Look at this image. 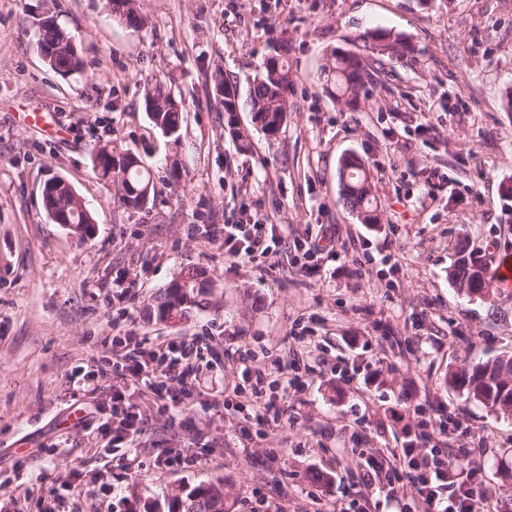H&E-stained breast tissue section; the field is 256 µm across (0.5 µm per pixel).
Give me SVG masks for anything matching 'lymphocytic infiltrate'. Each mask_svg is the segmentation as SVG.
Here are the masks:
<instances>
[{
	"label": "lymphocytic infiltrate",
	"mask_w": 512,
	"mask_h": 512,
	"mask_svg": "<svg viewBox=\"0 0 512 512\" xmlns=\"http://www.w3.org/2000/svg\"><path fill=\"white\" fill-rule=\"evenodd\" d=\"M274 224H228L224 227V253L236 259L269 257L277 238ZM114 361L101 363L97 376H113L111 405L97 404L103 419L98 428L110 432V445H134L144 430L136 405L125 392L143 389L172 405L185 402L197 379L201 348L194 339L171 341L154 347L146 338L126 334L115 337ZM242 385L233 387V397L247 396L257 425L278 418L279 408L264 391L265 374L259 367L240 358ZM420 421L407 445L387 452L363 456V469L356 489H343L333 512H367L365 505L373 494L395 502L397 512H500L498 498L484 489L479 475L481 464L467 449L451 444L450 433L461 431L457 414L443 405H417ZM410 482L415 494L402 502L398 489Z\"/></svg>",
	"instance_id": "lymphocytic-infiltrate-1"
}]
</instances>
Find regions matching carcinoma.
<instances>
[{
  "mask_svg": "<svg viewBox=\"0 0 512 512\" xmlns=\"http://www.w3.org/2000/svg\"><path fill=\"white\" fill-rule=\"evenodd\" d=\"M41 39L56 46L57 52L49 66L63 74L80 71L81 60L73 57L67 50L66 42L71 39L68 32L55 23L43 28ZM365 49L372 55L388 56L404 65H413L417 61L415 47L405 38L387 31L376 30L361 35ZM364 59L357 53L351 57H336L333 64L323 71V80L333 89V96L347 103L357 100L364 85ZM291 79L288 61L282 53L276 51L265 57L249 88L250 112L252 122L260 123L261 128L269 129L274 136L283 126L285 113L288 112V91ZM145 108L150 113L154 126L173 143L180 140L183 100L176 97L166 83L157 81L145 94ZM94 172L103 179L111 180L118 188L119 202L128 209H140L147 199L142 196L145 187L153 186L151 173L142 164L128 166L123 161L111 164V158L97 155ZM344 204L350 209L376 211L371 197L349 194L343 196ZM55 212L68 216L71 224L83 231L94 224L91 212L81 210L66 191H60L53 197ZM458 279L470 283L466 292L471 298L481 299V291L487 278L488 265L482 258L472 257L467 244H462L451 264ZM180 301L171 289L164 288L153 299L152 310L148 316L164 320L165 312ZM451 384L460 392L481 403L489 411L503 417L512 418V354L500 355L482 363H472L460 367L450 377ZM224 499V490L220 485L198 486L184 496H172V504L180 507V512H216L212 504Z\"/></svg>",
  "mask_w": 512,
  "mask_h": 512,
  "instance_id": "cac0c4a2",
  "label": "carcinoma"
}]
</instances>
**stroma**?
<instances>
[{
	"instance_id": "1",
	"label": "stroma",
	"mask_w": 512,
	"mask_h": 512,
	"mask_svg": "<svg viewBox=\"0 0 512 512\" xmlns=\"http://www.w3.org/2000/svg\"><path fill=\"white\" fill-rule=\"evenodd\" d=\"M134 29L106 0H0V512H41L63 482L87 487L72 512H171V494L223 483L233 512H330L354 483L357 449L402 447L414 405L432 401L472 430L455 445L480 459L484 487L512 512V420L454 389L452 371L512 353V299L472 300L449 277L460 240L487 263L512 254V0H136ZM52 19L71 36L81 73L51 69L38 50ZM419 50L408 67L365 55L372 30ZM281 50L292 78L278 134L235 116L212 94L223 72L248 89ZM364 54L366 91L353 105L326 92L336 50ZM165 80L186 110L172 177L169 145L144 96ZM244 129L247 143L230 132ZM136 153L154 180L139 210L122 206L93 162L99 145ZM370 170L381 214L361 223L341 197L340 162ZM66 179L94 225L54 223L44 183ZM279 225L276 262L225 255L224 227ZM336 231L316 274L300 272L294 241ZM203 267L209 305L180 324L147 318L158 290ZM139 286L122 290L131 280ZM307 332L300 345L294 333ZM159 344L203 338L222 354L193 397L164 406L138 391L136 465L123 467L85 427L74 380L126 333ZM251 352L278 397V421L249 430L225 403L238 357ZM347 361L356 381L336 376ZM303 387L286 386L285 370ZM168 451L181 465L158 467Z\"/></svg>"
}]
</instances>
